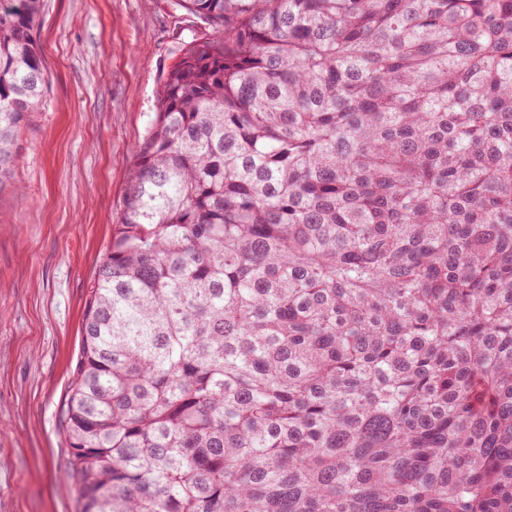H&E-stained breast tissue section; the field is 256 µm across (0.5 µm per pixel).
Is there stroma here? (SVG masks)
<instances>
[{
  "mask_svg": "<svg viewBox=\"0 0 512 512\" xmlns=\"http://www.w3.org/2000/svg\"><path fill=\"white\" fill-rule=\"evenodd\" d=\"M37 36L50 82L0 192V512H79L60 410L90 284L164 77L219 30L175 0H44Z\"/></svg>",
  "mask_w": 512,
  "mask_h": 512,
  "instance_id": "1",
  "label": "stroma"
}]
</instances>
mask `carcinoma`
Wrapping results in <instances>:
<instances>
[{
  "label": "carcinoma",
  "instance_id": "obj_1",
  "mask_svg": "<svg viewBox=\"0 0 512 512\" xmlns=\"http://www.w3.org/2000/svg\"><path fill=\"white\" fill-rule=\"evenodd\" d=\"M0 6V190L49 83ZM62 417L81 512H512V0H180Z\"/></svg>",
  "mask_w": 512,
  "mask_h": 512
}]
</instances>
